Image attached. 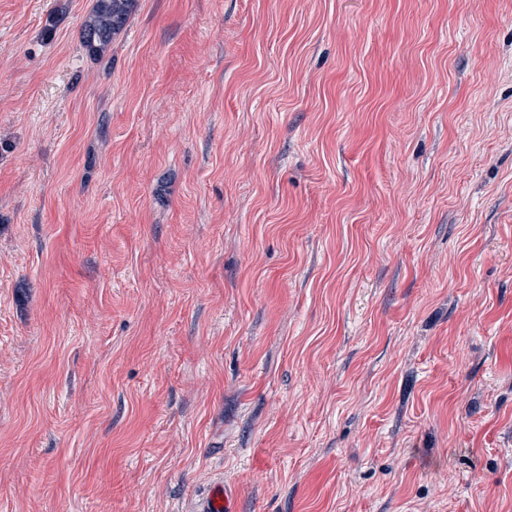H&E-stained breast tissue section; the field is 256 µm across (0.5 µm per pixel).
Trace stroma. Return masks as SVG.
I'll use <instances>...</instances> for the list:
<instances>
[{"label":"stroma","instance_id":"35a3bbf8","mask_svg":"<svg viewBox=\"0 0 512 512\" xmlns=\"http://www.w3.org/2000/svg\"><path fill=\"white\" fill-rule=\"evenodd\" d=\"M0 0V512H512V0ZM137 0H95L81 25V43L92 57H101L127 26ZM234 500L231 491L223 481L217 482L211 489L204 512H234Z\"/></svg>","mask_w":512,"mask_h":512}]
</instances>
